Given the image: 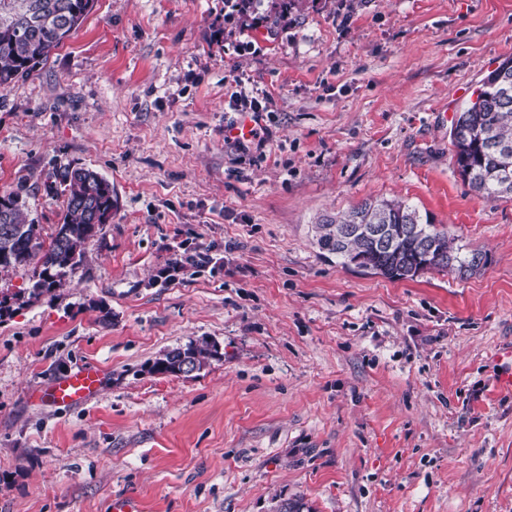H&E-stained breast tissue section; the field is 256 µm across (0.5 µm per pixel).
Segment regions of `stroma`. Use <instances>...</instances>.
<instances>
[{"instance_id":"obj_1","label":"stroma","mask_w":512,"mask_h":512,"mask_svg":"<svg viewBox=\"0 0 512 512\" xmlns=\"http://www.w3.org/2000/svg\"><path fill=\"white\" fill-rule=\"evenodd\" d=\"M227 12L95 0L0 89V192L26 181L43 239L54 167L116 199L61 286L0 273V512H512V200L472 191L450 139L512 57V0H258L246 55ZM237 77L273 100L245 148L226 132ZM394 198L478 269L389 280L314 244L324 216ZM199 247L211 265L160 278ZM203 340L200 371L151 372ZM84 362L96 398L43 406Z\"/></svg>"}]
</instances>
